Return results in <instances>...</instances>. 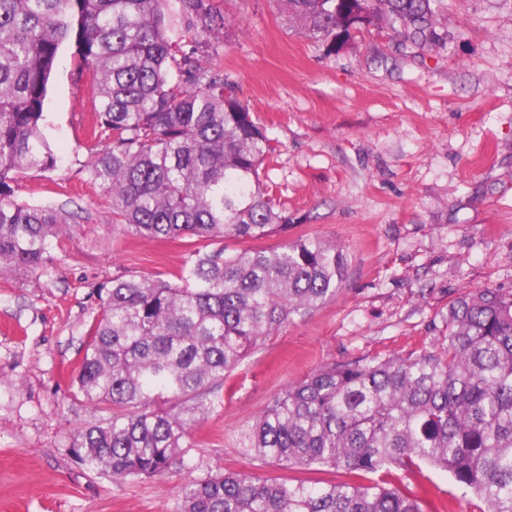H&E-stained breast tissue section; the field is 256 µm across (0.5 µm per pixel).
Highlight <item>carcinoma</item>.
I'll list each match as a JSON object with an SVG mask.
<instances>
[{
    "mask_svg": "<svg viewBox=\"0 0 512 512\" xmlns=\"http://www.w3.org/2000/svg\"><path fill=\"white\" fill-rule=\"evenodd\" d=\"M332 52L386 27L440 39L441 0H279ZM231 21L210 0H0V275L40 274L70 228L62 212L13 198L11 183L56 168L42 132L48 83L75 39L99 108L88 165L129 236L255 242L288 230L261 176L271 139L224 71L200 63ZM341 246L299 237L276 248L195 250L169 278L127 275L97 290L73 396L99 415L72 447L116 480L195 475L174 512H447L387 480L442 470L512 512V290L465 291L440 347L331 362L275 394L237 435L260 465L340 469L309 484L191 465L193 431L224 379L294 317L340 292Z\"/></svg>",
    "mask_w": 512,
    "mask_h": 512,
    "instance_id": "cac0c4a2",
    "label": "carcinoma"
}]
</instances>
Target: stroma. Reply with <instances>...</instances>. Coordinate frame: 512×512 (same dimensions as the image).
<instances>
[{
  "label": "stroma",
  "instance_id": "1",
  "mask_svg": "<svg viewBox=\"0 0 512 512\" xmlns=\"http://www.w3.org/2000/svg\"><path fill=\"white\" fill-rule=\"evenodd\" d=\"M211 2L233 29L202 64L266 126L262 176L292 220L263 246L318 237L347 262L343 291L253 349L195 432L196 462L256 471L236 436L285 385L330 362L433 348L464 290H512V0H442L440 44L373 29L333 53L276 0ZM75 50L62 48L45 104L57 167L12 185L18 202L66 211L71 229L41 278L0 276V512H174L176 482L115 481L71 448L94 413L71 389L97 288L165 276L199 246L113 225L110 194L87 175L97 99ZM404 482L450 512L484 507L439 470Z\"/></svg>",
  "mask_w": 512,
  "mask_h": 512
}]
</instances>
